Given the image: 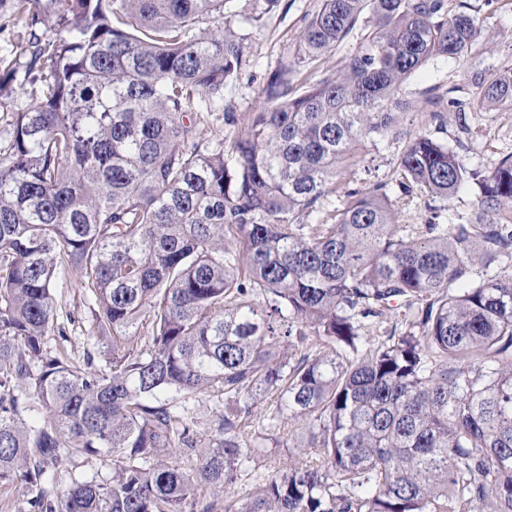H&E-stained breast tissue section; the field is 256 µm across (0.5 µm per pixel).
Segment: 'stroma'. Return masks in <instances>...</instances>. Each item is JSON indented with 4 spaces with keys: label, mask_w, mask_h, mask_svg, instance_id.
I'll return each instance as SVG.
<instances>
[{
    "label": "stroma",
    "mask_w": 512,
    "mask_h": 512,
    "mask_svg": "<svg viewBox=\"0 0 512 512\" xmlns=\"http://www.w3.org/2000/svg\"><path fill=\"white\" fill-rule=\"evenodd\" d=\"M319 0H282L278 10L269 15L262 28L251 35L247 62L228 89L236 112L252 111L265 100L268 75L287 63ZM18 0L0 5V71H12L10 93L0 98V143L9 139L14 113L23 111L44 87L43 71L31 66L32 54L54 39L50 24L30 26L25 23ZM450 9L466 7L477 17L481 36L472 53L448 59L438 57L411 77L408 98L411 107L404 117L409 128L429 133L434 139L453 147L467 166H487L512 153V109L474 112L470 103L482 81L494 77L501 67L512 65V0H448ZM451 92L453 106L445 108L442 125L427 122L421 103L430 89ZM403 150L401 141L390 138L369 148L364 160L351 176L352 187L375 182L387 183L391 196H398L397 168ZM85 294L77 274H69L58 297L76 309L68 341L59 348L75 361H82L92 349L95 329L87 321V308L81 300Z\"/></svg>",
    "instance_id": "1"
}]
</instances>
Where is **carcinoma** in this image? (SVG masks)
<instances>
[{"mask_svg": "<svg viewBox=\"0 0 512 512\" xmlns=\"http://www.w3.org/2000/svg\"><path fill=\"white\" fill-rule=\"evenodd\" d=\"M51 2L45 88L0 148V484L28 489L27 512H196L202 486V512H512V154L468 168L401 122L409 78L470 53L477 18L320 0L239 116L225 90L250 33L232 18L260 28L281 0ZM218 106L228 141L203 133ZM444 107L423 101L439 123ZM471 107L511 108L512 68ZM390 137L401 192L473 185L469 220L402 224L387 184L343 187ZM73 271L100 365L49 345ZM203 392L223 413L195 412ZM272 398L294 452L240 503L226 491L278 445L255 429ZM89 458L112 476L59 492ZM358 46L356 38H347L335 51L328 53L320 62L319 69L315 74V79H319L323 74H330L336 70L340 60L350 56L355 52Z\"/></svg>", "mask_w": 512, "mask_h": 512, "instance_id": "1", "label": "carcinoma"}]
</instances>
